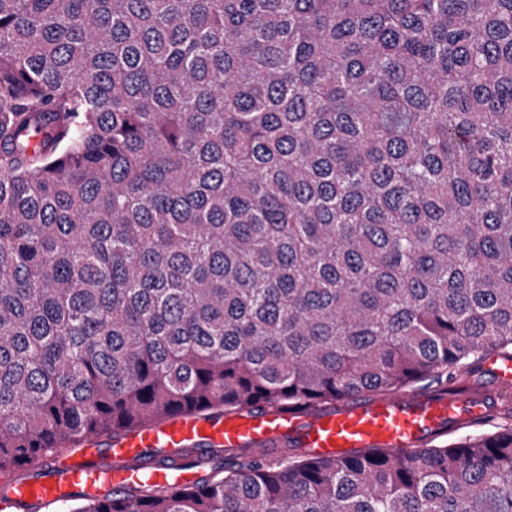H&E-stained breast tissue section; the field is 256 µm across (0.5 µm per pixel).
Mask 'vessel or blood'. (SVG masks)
Wrapping results in <instances>:
<instances>
[{"label": "vessel or blood", "mask_w": 512, "mask_h": 512, "mask_svg": "<svg viewBox=\"0 0 512 512\" xmlns=\"http://www.w3.org/2000/svg\"><path fill=\"white\" fill-rule=\"evenodd\" d=\"M484 365L498 381H512L511 357L492 351ZM487 413L485 397L467 387L432 397L402 394L341 401L319 410L245 407L214 417L185 413L126 431L106 445L89 437L64 460L41 456L33 463L35 475L29 479L0 474V512H40L75 494L103 498L135 483L197 481L199 474L193 470L176 471L162 465L132 468V461L149 448L168 457L201 442L216 448H267L292 440L320 456L344 457L364 448L405 454L448 426L474 425Z\"/></svg>", "instance_id": "1"}]
</instances>
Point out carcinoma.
Instances as JSON below:
<instances>
[{
    "mask_svg": "<svg viewBox=\"0 0 512 512\" xmlns=\"http://www.w3.org/2000/svg\"><path fill=\"white\" fill-rule=\"evenodd\" d=\"M510 347L512 0H0V472ZM227 452L63 507L512 512V424Z\"/></svg>",
    "mask_w": 512,
    "mask_h": 512,
    "instance_id": "1",
    "label": "carcinoma"
}]
</instances>
